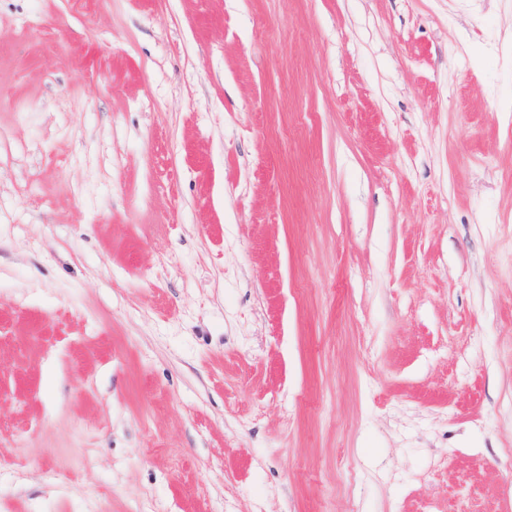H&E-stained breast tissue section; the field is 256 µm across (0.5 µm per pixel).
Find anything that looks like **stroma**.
I'll return each instance as SVG.
<instances>
[{
	"label": "stroma",
	"instance_id": "stroma-1",
	"mask_svg": "<svg viewBox=\"0 0 512 512\" xmlns=\"http://www.w3.org/2000/svg\"><path fill=\"white\" fill-rule=\"evenodd\" d=\"M0 512H512V0H0Z\"/></svg>",
	"mask_w": 512,
	"mask_h": 512
}]
</instances>
